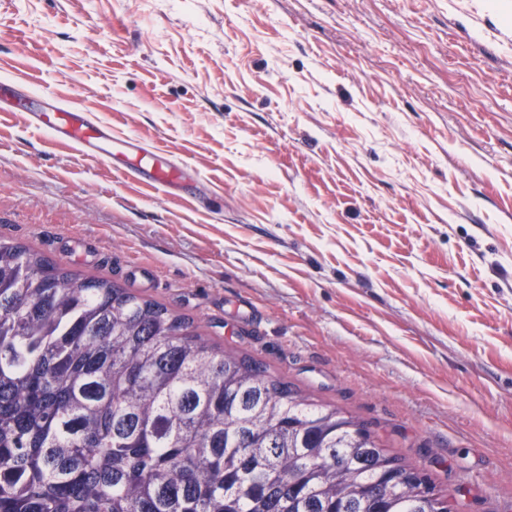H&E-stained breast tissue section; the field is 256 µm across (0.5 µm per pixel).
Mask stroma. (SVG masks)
I'll use <instances>...</instances> for the list:
<instances>
[{"label": "stroma", "instance_id": "1", "mask_svg": "<svg viewBox=\"0 0 512 512\" xmlns=\"http://www.w3.org/2000/svg\"><path fill=\"white\" fill-rule=\"evenodd\" d=\"M1 77L0 240L512 512V0H0ZM53 96L180 187L35 131Z\"/></svg>", "mask_w": 512, "mask_h": 512}]
</instances>
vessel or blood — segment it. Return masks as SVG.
Segmentation results:
<instances>
[{
  "label": "vessel or blood",
  "mask_w": 512,
  "mask_h": 512,
  "mask_svg": "<svg viewBox=\"0 0 512 512\" xmlns=\"http://www.w3.org/2000/svg\"><path fill=\"white\" fill-rule=\"evenodd\" d=\"M34 125L49 133L53 140L72 147L79 155L104 164H111L114 156H122L127 172L146 176L154 187L167 190L182 179L181 168L169 162L164 153L145 150L139 137L116 135L111 126L73 107L51 106L35 114Z\"/></svg>",
  "instance_id": "1"
}]
</instances>
